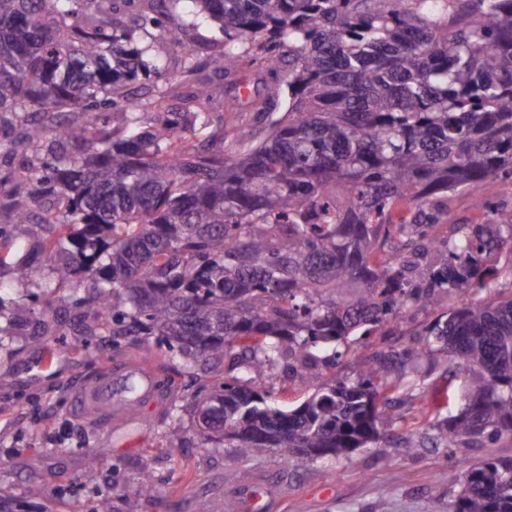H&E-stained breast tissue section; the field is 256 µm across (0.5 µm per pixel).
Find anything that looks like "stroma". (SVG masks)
Returning a JSON list of instances; mask_svg holds the SVG:
<instances>
[{"mask_svg": "<svg viewBox=\"0 0 512 512\" xmlns=\"http://www.w3.org/2000/svg\"><path fill=\"white\" fill-rule=\"evenodd\" d=\"M164 67L160 77L132 84L128 93L145 97L165 81H178L184 69L182 54L155 41L147 56ZM17 262L28 264L31 275L16 278L13 265L0 267V494L26 499L37 488L41 505L52 512H95L102 494H109V512H126L120 490L135 486L142 471H150L156 490L141 501L140 512H448L456 489L449 473H464L484 457L512 456V440L504 438L474 448H436L432 444L405 455L397 443L355 450L350 457L305 467L287 465L268 453L245 461L233 449L201 448L196 437L184 447H168L161 411L142 410L117 429L79 418L71 405L73 388L108 360L127 356L161 364L156 341L126 336L113 342L111 334L91 337L80 347L86 324L80 302L85 283L54 284L50 267L33 249L19 251ZM54 292H47V284ZM46 304L48 318L64 323L60 336L41 333L39 318L19 314L17 306ZM430 314L417 307L402 312L380 338L351 337L341 359L330 367L308 369L313 384L338 377L355 378L361 363L382 345L409 347ZM414 389L405 396L398 414L413 429L420 410L440 407L457 415L465 405L461 376L421 360L413 376ZM456 396H449V389ZM108 449L99 466L90 467L94 449ZM237 474L226 482L225 471Z\"/></svg>", "mask_w": 512, "mask_h": 512, "instance_id": "stroma-1", "label": "stroma"}]
</instances>
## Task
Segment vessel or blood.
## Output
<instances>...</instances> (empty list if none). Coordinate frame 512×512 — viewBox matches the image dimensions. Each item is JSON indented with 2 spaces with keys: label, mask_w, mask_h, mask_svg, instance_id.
<instances>
[{
  "label": "vessel or blood",
  "mask_w": 512,
  "mask_h": 512,
  "mask_svg": "<svg viewBox=\"0 0 512 512\" xmlns=\"http://www.w3.org/2000/svg\"><path fill=\"white\" fill-rule=\"evenodd\" d=\"M157 370L136 362H107L73 392L77 413L103 425L123 422L136 410L156 407L164 398Z\"/></svg>",
  "instance_id": "1"
}]
</instances>
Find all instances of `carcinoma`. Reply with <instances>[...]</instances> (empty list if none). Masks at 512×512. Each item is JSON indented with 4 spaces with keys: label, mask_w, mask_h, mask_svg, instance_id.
<instances>
[{
    "label": "carcinoma",
    "mask_w": 512,
    "mask_h": 512,
    "mask_svg": "<svg viewBox=\"0 0 512 512\" xmlns=\"http://www.w3.org/2000/svg\"><path fill=\"white\" fill-rule=\"evenodd\" d=\"M211 22L224 77L243 59L274 75L283 55L291 64L286 112L246 102L267 134L231 156L225 141L251 130L206 110L211 86L155 90L171 111L153 125L127 93L150 76L152 31L189 77L194 32ZM75 135L84 152L66 158ZM0 157L14 183L0 266L49 225L36 249L56 277L100 289L87 335L157 336L168 369L199 378L189 407L165 413L171 447L193 433L240 459L347 458L396 424L422 353L465 370L463 410L426 416L435 447L512 438V290L478 297L512 279V221L430 236L448 194L512 180V0H0ZM463 291L475 302L442 303ZM411 306L436 312L420 346L377 350L355 381L292 410L270 404L265 379L339 358L349 336ZM448 482L460 487L448 512H512V457ZM150 489L146 472L122 490L127 512Z\"/></svg>",
    "instance_id": "cac0c4a2"
}]
</instances>
